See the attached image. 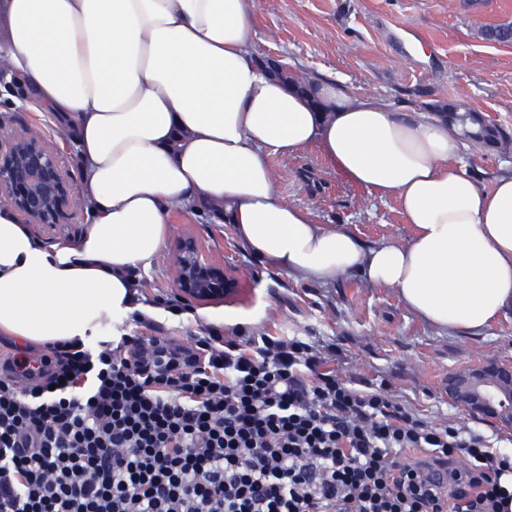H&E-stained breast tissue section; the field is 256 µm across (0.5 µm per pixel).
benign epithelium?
<instances>
[{
	"label": "benign epithelium",
	"mask_w": 512,
	"mask_h": 512,
	"mask_svg": "<svg viewBox=\"0 0 512 512\" xmlns=\"http://www.w3.org/2000/svg\"><path fill=\"white\" fill-rule=\"evenodd\" d=\"M73 184L57 156L40 140L24 134L0 138V202L32 223L54 226L74 219ZM175 284L199 303L222 302L244 287L240 274L204 259L189 238L172 254ZM448 397L468 411L512 423V366L484 362L448 379Z\"/></svg>",
	"instance_id": "benign-epithelium-1"
}]
</instances>
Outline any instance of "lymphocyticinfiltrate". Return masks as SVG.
<instances>
[{"label": "lymphocytic infiltrate", "mask_w": 512, "mask_h": 512, "mask_svg": "<svg viewBox=\"0 0 512 512\" xmlns=\"http://www.w3.org/2000/svg\"><path fill=\"white\" fill-rule=\"evenodd\" d=\"M411 448L423 459L396 465ZM510 465L298 336H129L0 363V512H503Z\"/></svg>", "instance_id": "obj_1"}]
</instances>
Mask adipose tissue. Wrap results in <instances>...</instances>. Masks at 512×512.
<instances>
[{
  "instance_id": "adipose-tissue-1",
  "label": "adipose tissue",
  "mask_w": 512,
  "mask_h": 512,
  "mask_svg": "<svg viewBox=\"0 0 512 512\" xmlns=\"http://www.w3.org/2000/svg\"><path fill=\"white\" fill-rule=\"evenodd\" d=\"M0 62L73 130L85 227L47 243L0 206V338L91 342L149 313L138 270L173 209L227 203L253 256L308 281L358 273L430 325L485 328L512 302V175L478 188L444 120L323 84L314 96L249 50V0H0ZM317 144L348 180L396 196L412 235L368 245L283 202L267 160Z\"/></svg>"
}]
</instances>
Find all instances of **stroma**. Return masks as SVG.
I'll return each mask as SVG.
<instances>
[{
  "instance_id": "obj_1",
  "label": "stroma",
  "mask_w": 512,
  "mask_h": 512,
  "mask_svg": "<svg viewBox=\"0 0 512 512\" xmlns=\"http://www.w3.org/2000/svg\"><path fill=\"white\" fill-rule=\"evenodd\" d=\"M512 22V0H254L250 47L275 54L294 77L333 83L352 98H371L397 112L431 114L433 105L466 100L512 137V45L481 39L478 27ZM26 133L56 154L73 184H80L79 151L71 134L12 76L0 80V134ZM457 161L480 189L512 172V149L461 144ZM279 195L306 209L315 223L345 230L366 244L408 240L395 196H381L333 169L317 145L269 158ZM171 233L139 291L155 306L152 326L133 317L106 323L104 336L197 334L206 328L248 335L316 336L336 349L345 380L383 386L400 406L430 424H447L512 448V427L452 402L449 377L489 360L512 365V307L485 328L444 331L412 314L390 288L348 273L311 282L248 253L231 224L205 205L190 203L169 216ZM192 237L215 263L247 281L219 304L189 303L173 314L163 301L177 297L172 252Z\"/></svg>"
}]
</instances>
